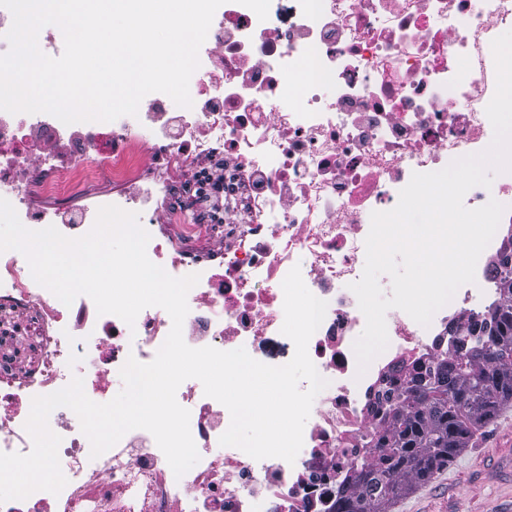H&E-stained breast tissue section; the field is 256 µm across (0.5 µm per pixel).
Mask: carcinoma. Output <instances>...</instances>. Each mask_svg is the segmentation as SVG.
<instances>
[{
	"label": "carcinoma",
	"instance_id": "obj_1",
	"mask_svg": "<svg viewBox=\"0 0 512 512\" xmlns=\"http://www.w3.org/2000/svg\"><path fill=\"white\" fill-rule=\"evenodd\" d=\"M498 288L493 324L465 332L487 337L485 344L416 368L397 394L386 395L387 424L377 431L386 452L343 491L337 512H391L512 406L511 271Z\"/></svg>",
	"mask_w": 512,
	"mask_h": 512
}]
</instances>
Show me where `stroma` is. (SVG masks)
<instances>
[{"instance_id":"1","label":"stroma","mask_w":512,"mask_h":512,"mask_svg":"<svg viewBox=\"0 0 512 512\" xmlns=\"http://www.w3.org/2000/svg\"><path fill=\"white\" fill-rule=\"evenodd\" d=\"M393 512H512V408Z\"/></svg>"}]
</instances>
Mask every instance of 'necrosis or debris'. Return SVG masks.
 Wrapping results in <instances>:
<instances>
[{"mask_svg":"<svg viewBox=\"0 0 512 512\" xmlns=\"http://www.w3.org/2000/svg\"><path fill=\"white\" fill-rule=\"evenodd\" d=\"M512 30V0H271L259 20L226 0L190 79L192 107L148 94L137 116L64 124L48 113L0 111V198L28 229L76 238L97 211L138 213L155 263L199 280L183 338L193 348H245L280 366L295 352L281 332L282 282L300 266L327 304L308 353L328 382L312 406L295 462L256 460L220 445L230 425L199 380L184 381L199 460L175 476L153 436L135 429L99 457L76 414L54 409L67 479L59 494L0 502V512H337L341 491L383 450L373 409L416 363L453 356L450 324L490 319L501 262L512 254V172L465 197L505 207L475 281L421 326L386 314L389 344L365 373L353 351L366 320L351 289L366 262L371 214L393 209L413 173L483 152L496 87L491 42ZM224 245L195 248L213 225ZM0 313L38 324L34 361L0 369V452L29 453L33 397L83 380L108 402L128 357L150 362L172 327L160 307L134 325L98 314L88 296L64 305L18 251L0 253Z\"/></svg>","mask_w":512,"mask_h":512,"instance_id":"4bbe7bcc","label":"necrosis or debris"}]
</instances>
